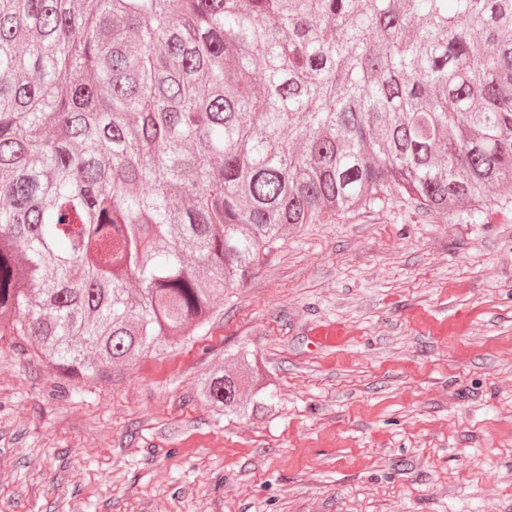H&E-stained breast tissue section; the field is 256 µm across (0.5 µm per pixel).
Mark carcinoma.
Wrapping results in <instances>:
<instances>
[{
  "mask_svg": "<svg viewBox=\"0 0 512 512\" xmlns=\"http://www.w3.org/2000/svg\"><path fill=\"white\" fill-rule=\"evenodd\" d=\"M512 200V0H0V341L94 379L289 231ZM197 395L276 408L257 360Z\"/></svg>",
  "mask_w": 512,
  "mask_h": 512,
  "instance_id": "carcinoma-1",
  "label": "carcinoma"
}]
</instances>
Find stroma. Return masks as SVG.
<instances>
[{
    "label": "stroma",
    "instance_id": "1",
    "mask_svg": "<svg viewBox=\"0 0 512 512\" xmlns=\"http://www.w3.org/2000/svg\"><path fill=\"white\" fill-rule=\"evenodd\" d=\"M228 352L278 399L197 398ZM512 512V208L308 224L200 335L102 380L0 342V512Z\"/></svg>",
    "mask_w": 512,
    "mask_h": 512
}]
</instances>
